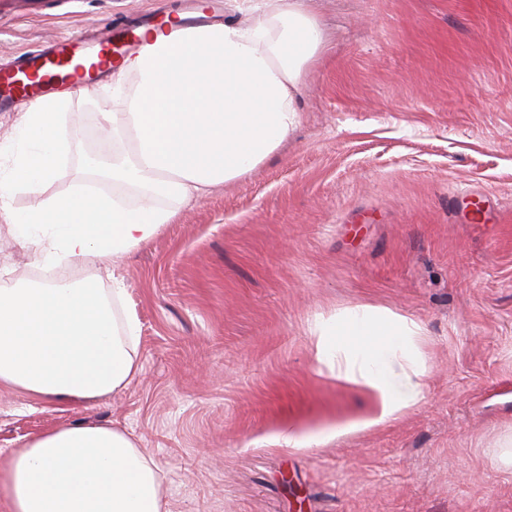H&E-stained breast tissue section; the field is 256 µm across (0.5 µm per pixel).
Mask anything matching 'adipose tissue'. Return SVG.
<instances>
[{
	"label": "adipose tissue",
	"instance_id": "ef3b65f1",
	"mask_svg": "<svg viewBox=\"0 0 512 512\" xmlns=\"http://www.w3.org/2000/svg\"><path fill=\"white\" fill-rule=\"evenodd\" d=\"M324 35L305 0H260L249 23L234 21L153 34L146 53L112 74L111 134L129 150L113 153L96 174L134 194L133 202L98 192L44 196L67 143L65 97L26 106L0 179V217L36 247L42 269L73 259L101 262L127 254L210 186L251 172L300 120L298 94ZM37 201L16 210V192ZM316 359L337 378L369 390L374 404L338 425L295 424L268 445L290 452L347 433L385 426L426 397L425 341L419 322L357 303L314 316ZM139 326L124 308L120 282L0 287V385L39 399H100L126 387L138 367ZM158 468L130 438L108 425L79 423L34 437L0 467V512H164Z\"/></svg>",
	"mask_w": 512,
	"mask_h": 512
}]
</instances>
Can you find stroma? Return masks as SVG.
<instances>
[{
	"label": "stroma",
	"instance_id": "1",
	"mask_svg": "<svg viewBox=\"0 0 512 512\" xmlns=\"http://www.w3.org/2000/svg\"><path fill=\"white\" fill-rule=\"evenodd\" d=\"M325 50L300 122L263 163L178 207L127 255L71 280L121 278L138 370L96 400L0 388V466L46 431L112 426L159 467L165 512H512V0H307ZM183 0H0V76L66 37ZM69 149L46 195L98 185L110 122L62 114ZM31 247L0 218L6 285ZM368 302L425 331V401L319 448L262 439L373 404L315 358L316 314Z\"/></svg>",
	"mask_w": 512,
	"mask_h": 512
}]
</instances>
